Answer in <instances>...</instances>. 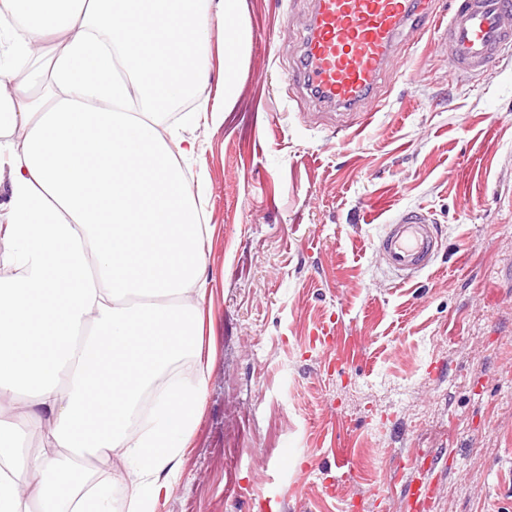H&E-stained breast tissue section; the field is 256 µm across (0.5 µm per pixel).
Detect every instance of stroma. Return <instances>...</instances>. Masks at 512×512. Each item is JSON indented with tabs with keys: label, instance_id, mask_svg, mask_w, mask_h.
Returning <instances> with one entry per match:
<instances>
[{
	"label": "stroma",
	"instance_id": "35a3bbf8",
	"mask_svg": "<svg viewBox=\"0 0 512 512\" xmlns=\"http://www.w3.org/2000/svg\"><path fill=\"white\" fill-rule=\"evenodd\" d=\"M308 9L246 0L238 98L225 105L216 67L201 91L228 109L190 161L215 226L213 362L157 512H405L407 464L439 448L432 512H512V56L452 76L407 30L346 144L290 79ZM418 207L443 248L403 282L376 242ZM329 324L332 345L310 346Z\"/></svg>",
	"mask_w": 512,
	"mask_h": 512
}]
</instances>
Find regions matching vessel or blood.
<instances>
[{
  "mask_svg": "<svg viewBox=\"0 0 512 512\" xmlns=\"http://www.w3.org/2000/svg\"><path fill=\"white\" fill-rule=\"evenodd\" d=\"M300 37L298 75L314 105L343 111L365 129L377 90L407 28L431 29L449 44L451 73L479 74L512 52V0H450L448 14H431L430 0H310ZM442 246L428 213L401 212L376 249L385 267L408 279L430 267ZM419 468L402 493L410 512H428L437 484Z\"/></svg>",
  "mask_w": 512,
  "mask_h": 512,
  "instance_id": "1",
  "label": "vessel or blood"
}]
</instances>
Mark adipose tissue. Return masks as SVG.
Wrapping results in <instances>:
<instances>
[{
  "label": "adipose tissue",
  "instance_id": "adipose-tissue-1",
  "mask_svg": "<svg viewBox=\"0 0 512 512\" xmlns=\"http://www.w3.org/2000/svg\"><path fill=\"white\" fill-rule=\"evenodd\" d=\"M243 3L0 0V512H157L180 481L211 368L196 338L214 233L181 162L224 114L161 116L207 85L216 22L236 48L222 84L235 99ZM139 326L146 364L94 428L88 404ZM186 359L190 384L176 380ZM85 459L101 475L60 493Z\"/></svg>",
  "mask_w": 512,
  "mask_h": 512
}]
</instances>
